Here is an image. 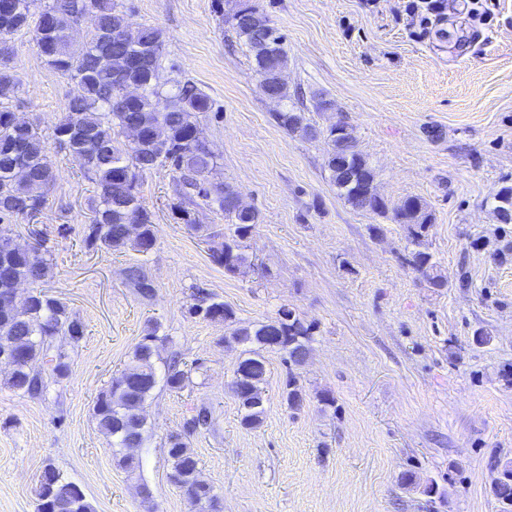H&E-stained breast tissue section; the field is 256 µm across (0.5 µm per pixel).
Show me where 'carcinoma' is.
<instances>
[{
  "label": "carcinoma",
  "instance_id": "cac0c4a2",
  "mask_svg": "<svg viewBox=\"0 0 512 512\" xmlns=\"http://www.w3.org/2000/svg\"><path fill=\"white\" fill-rule=\"evenodd\" d=\"M16 2L14 15H0V100L13 98L20 83L13 66L16 50L12 35L29 30L45 64L80 88L79 94L69 100L54 136L62 145L66 144L65 132L74 127L92 136L90 145L83 149L86 157L83 167L97 189L90 203L89 242L108 252L130 248L143 255L154 247L157 227L153 214L143 204L140 186L143 175L159 166H167L178 174L181 201L175 211L190 230L205 232L209 238L218 236L192 218V207L203 204L221 212L228 224L234 226L236 237H247L258 224V212L237 210L230 184L214 179L217 156L193 141L200 115L211 109L209 98L188 82L164 90L159 81L158 63L149 73L129 67L121 80L111 68L100 64L102 37L127 27L125 12L115 0H50L39 12L33 11L35 0ZM87 11L93 17V32L85 41L75 43L68 34L69 22ZM227 22L236 38L249 48L256 74L264 78L281 101L288 100L287 83L276 81L267 71L266 62L270 60L277 62L282 70L288 65L283 37L270 25L268 16L245 2L238 4ZM106 49L115 59H134L148 50L163 49V33L155 26L143 25L137 28L136 41L113 39ZM125 82L141 84L143 93L119 108L115 100L120 97ZM163 96L171 103L167 112L158 109ZM274 117L290 133L310 138L319 136L324 140L326 166L339 197L356 210L381 216L393 211V220L404 226L407 242L413 246L409 265L431 285L442 287L444 282L435 273L432 255L423 250L433 224L425 204L415 197L392 209L384 202L366 204L358 193L359 184L373 182L375 173L357 150L356 136L340 140L332 129L316 130L301 107L277 112ZM133 126L142 130V139L136 147L124 140L125 130ZM54 181L47 142L38 127L30 122L20 126L15 122L14 112L0 109V220L26 219L42 211ZM493 211L501 223H512V186H504L494 195ZM213 258L228 272L237 271L247 262L239 245L227 241L213 251ZM47 270L41 245H35L28 253L0 246V295L7 294L19 280L38 284ZM126 277L142 297L152 296V284L143 266L128 268ZM194 297L190 314L224 322L227 332L219 342L226 347H242L230 383L240 403L241 423L247 428H257L263 422L262 385L267 377V352L281 354L288 367L282 388L284 403L292 411L301 410L304 390L295 370L308 357L313 325L305 323L295 310L282 306L275 317L265 322L254 327L241 326L234 312L218 297L202 291ZM82 336L83 324L67 305L41 291L35 290L11 300L7 306H0V349L10 342L20 346L8 373L9 387L30 396L42 395L47 390L48 379L62 378L68 371L64 355L51 353L53 341L63 338L76 343ZM166 341L167 337L158 335V327H147L125 368L111 379L95 402L97 427L111 438L118 465L130 472L142 467L141 458L130 454L128 449L142 448L147 442L145 409L154 389L161 382L170 390H180L189 381L186 362L178 353L166 359L163 367L157 366L158 349ZM210 421L209 408L200 407L185 423L183 433L170 436L167 450L169 480L184 492L198 512H219L218 496L203 478L187 442L188 437L208 428ZM496 469L493 496L500 512H512V461L500 460ZM36 496V512H93L85 493L76 491L74 482L50 465L40 476Z\"/></svg>",
  "mask_w": 512,
  "mask_h": 512
}]
</instances>
